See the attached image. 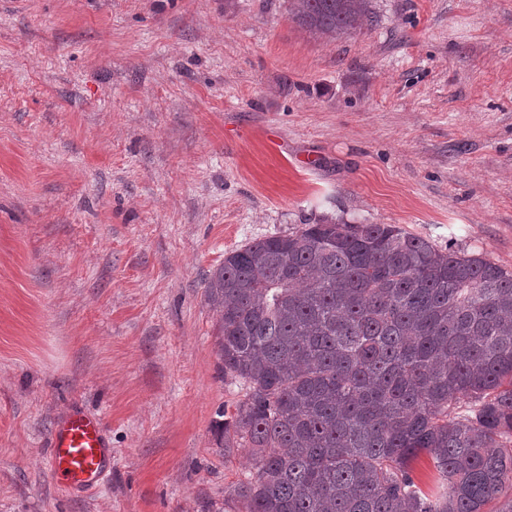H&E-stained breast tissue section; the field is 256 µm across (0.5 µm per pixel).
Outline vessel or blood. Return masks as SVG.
<instances>
[{"label": "vessel or blood", "instance_id": "b4317fda", "mask_svg": "<svg viewBox=\"0 0 512 512\" xmlns=\"http://www.w3.org/2000/svg\"><path fill=\"white\" fill-rule=\"evenodd\" d=\"M111 459L109 441L95 417L75 409L57 422L49 439L47 464L64 492L80 494L96 487Z\"/></svg>", "mask_w": 512, "mask_h": 512}]
</instances>
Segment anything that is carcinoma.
Wrapping results in <instances>:
<instances>
[{"label": "carcinoma", "instance_id": "cac0c4a2", "mask_svg": "<svg viewBox=\"0 0 512 512\" xmlns=\"http://www.w3.org/2000/svg\"><path fill=\"white\" fill-rule=\"evenodd\" d=\"M368 3L291 16L334 38ZM205 296L243 391L224 447L254 460L238 512H484L512 482V271L394 224H306L228 253Z\"/></svg>", "mask_w": 512, "mask_h": 512}]
</instances>
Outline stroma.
Wrapping results in <instances>:
<instances>
[{"label":"stroma","mask_w":512,"mask_h":512,"mask_svg":"<svg viewBox=\"0 0 512 512\" xmlns=\"http://www.w3.org/2000/svg\"><path fill=\"white\" fill-rule=\"evenodd\" d=\"M291 0H0V512H234L225 254L394 224L512 270V0H370L326 41ZM98 415L112 471L59 489ZM48 446V468L66 493L93 489L110 468L112 448L107 436L99 421L81 409L57 422Z\"/></svg>","instance_id":"obj_1"}]
</instances>
